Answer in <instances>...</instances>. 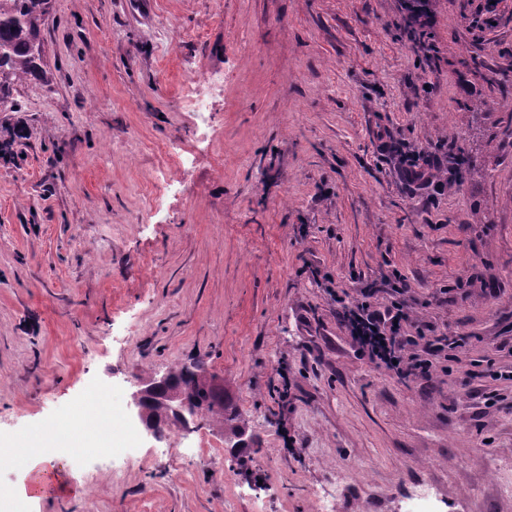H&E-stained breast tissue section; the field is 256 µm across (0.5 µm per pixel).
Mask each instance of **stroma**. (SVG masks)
<instances>
[{
    "instance_id": "35a3bbf8",
    "label": "stroma",
    "mask_w": 512,
    "mask_h": 512,
    "mask_svg": "<svg viewBox=\"0 0 512 512\" xmlns=\"http://www.w3.org/2000/svg\"><path fill=\"white\" fill-rule=\"evenodd\" d=\"M430 4L420 35L405 0H53L0 112V439L107 399L138 454L67 460L79 495L29 512H319L335 483L334 512H399L420 482L512 512V0L480 28L484 0ZM398 276L455 344L426 381L363 358L326 293L384 306ZM190 360L255 447L204 425L154 451L133 382ZM194 83H198V86L192 100V106L198 115H203L205 112H210L213 93L223 86L224 78L220 73L214 72L206 76H200Z\"/></svg>"
}]
</instances>
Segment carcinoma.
I'll return each instance as SVG.
<instances>
[{"label": "carcinoma", "instance_id": "carcinoma-1", "mask_svg": "<svg viewBox=\"0 0 512 512\" xmlns=\"http://www.w3.org/2000/svg\"><path fill=\"white\" fill-rule=\"evenodd\" d=\"M52 0H0V108L14 109L12 86L42 72L43 40L41 24ZM198 361L175 365L176 373L163 390L167 396L188 401L197 418L235 442L248 432L247 423L224 395V384ZM155 435L171 426L165 405L157 400L147 406Z\"/></svg>", "mask_w": 512, "mask_h": 512}]
</instances>
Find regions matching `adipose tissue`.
<instances>
[{"mask_svg": "<svg viewBox=\"0 0 512 512\" xmlns=\"http://www.w3.org/2000/svg\"><path fill=\"white\" fill-rule=\"evenodd\" d=\"M91 434L72 427H59L23 439L0 445V460L23 457L24 479L15 487L7 488L6 496L16 502H31L49 495L72 494L73 488L66 468L56 450L78 439H90Z\"/></svg>", "mask_w": 512, "mask_h": 512, "instance_id": "1", "label": "adipose tissue"}]
</instances>
